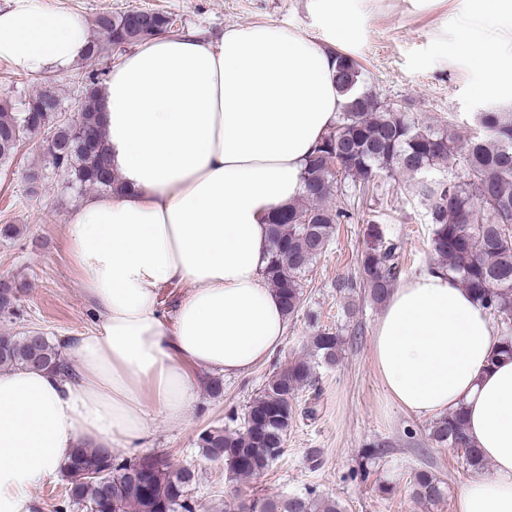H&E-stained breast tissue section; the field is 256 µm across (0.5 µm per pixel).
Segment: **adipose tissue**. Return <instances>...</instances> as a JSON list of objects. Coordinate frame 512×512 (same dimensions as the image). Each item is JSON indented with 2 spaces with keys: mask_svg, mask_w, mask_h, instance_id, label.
Wrapping results in <instances>:
<instances>
[{
  "mask_svg": "<svg viewBox=\"0 0 512 512\" xmlns=\"http://www.w3.org/2000/svg\"><path fill=\"white\" fill-rule=\"evenodd\" d=\"M367 0H312L325 32L235 25L206 41L158 35L123 58L100 94L117 194L68 217V252L99 319L68 337L66 377L0 371V512H39L34 491L79 443L142 448L155 420L183 424L202 376L240 377L287 332L263 275L269 220L304 193L305 163L345 103L335 47ZM457 53L485 75L479 95L512 104V48L498 46L512 0H468ZM87 28L35 0L0 11V59L26 72L69 67ZM188 283L174 313L159 290ZM488 315L446 275L390 296L372 345L388 398L437 418L463 409L491 473L462 485L455 512H512V359H493Z\"/></svg>",
  "mask_w": 512,
  "mask_h": 512,
  "instance_id": "1",
  "label": "adipose tissue"
}]
</instances>
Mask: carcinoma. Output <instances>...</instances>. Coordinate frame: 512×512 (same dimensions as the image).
Returning a JSON list of instances; mask_svg holds the SVG:
<instances>
[{
	"instance_id": "1",
	"label": "carcinoma",
	"mask_w": 512,
	"mask_h": 512,
	"mask_svg": "<svg viewBox=\"0 0 512 512\" xmlns=\"http://www.w3.org/2000/svg\"><path fill=\"white\" fill-rule=\"evenodd\" d=\"M147 24L129 12L104 15L99 25L109 44L126 46L150 39L168 27V16L151 12ZM363 68L347 53H336V83L347 104L310 155L303 172L304 194L279 212L270 224L271 249L264 275L280 295L287 317L302 306L303 280L334 234L335 225L365 224L360 257V284L375 302L387 299L402 268L398 243L383 222L388 205L380 196L398 174L415 180V196L429 224L432 263L428 270L448 275L489 314L502 323L512 319V113L487 107L475 117L476 134L458 142L443 129L421 126L407 108L391 107L364 86ZM101 91L95 78L85 84L80 108L69 123H55L43 111L47 92L13 111L0 102V167L9 165L23 139L41 131L52 134L45 164L60 168L68 181L102 192L118 189L106 159V132L98 108ZM460 170L456 174L449 167ZM347 185L346 203L331 207L335 179ZM370 198L374 207L358 211L356 200ZM28 288L0 280V314L20 311ZM342 338L319 330L312 348L321 365H336ZM0 368L37 371L70 370L60 346L45 335L0 336ZM315 365L295 360L272 375L252 398L244 417L226 416L222 426L200 432L197 447L206 459L224 465L234 481L251 479L277 460L295 419L299 393L315 386ZM243 419V426L233 424ZM438 446L462 450L466 464L482 469L486 460L474 448L462 409L441 417L430 428ZM66 497L58 512L85 507L90 512H196L191 495L196 472L175 467L156 455L121 459L104 444H80L63 467ZM416 494L441 498L439 482L425 470L413 475ZM282 500L252 498L251 512H313L311 495Z\"/></svg>"
}]
</instances>
